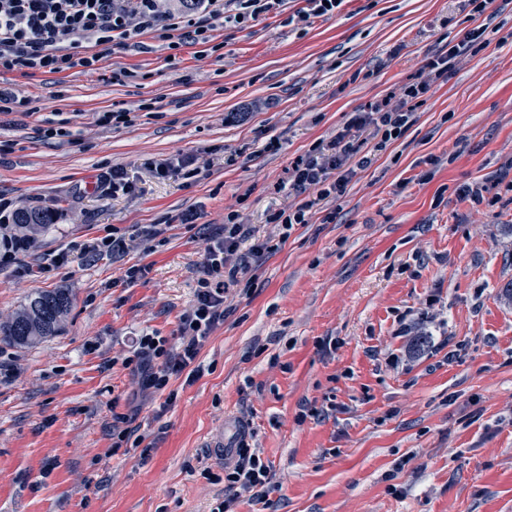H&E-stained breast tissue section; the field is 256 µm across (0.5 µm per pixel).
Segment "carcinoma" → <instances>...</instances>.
I'll list each match as a JSON object with an SVG mask.
<instances>
[{"mask_svg": "<svg viewBox=\"0 0 512 512\" xmlns=\"http://www.w3.org/2000/svg\"><path fill=\"white\" fill-rule=\"evenodd\" d=\"M16 223L26 227L39 226L47 224L48 218L36 211H21ZM71 308L72 298L67 290L56 288L39 291L9 320L0 322V341L24 347L54 336Z\"/></svg>", "mask_w": 512, "mask_h": 512, "instance_id": "obj_1", "label": "carcinoma"}]
</instances>
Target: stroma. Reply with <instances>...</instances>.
<instances>
[{"label": "stroma", "mask_w": 512, "mask_h": 512, "mask_svg": "<svg viewBox=\"0 0 512 512\" xmlns=\"http://www.w3.org/2000/svg\"><path fill=\"white\" fill-rule=\"evenodd\" d=\"M302 6L218 32L220 59L188 46L173 69L150 39L95 73L1 82L41 110L0 114V196L51 220L0 267V321L41 290L67 289L73 306L57 335L0 343L13 368L0 379V512H211L225 494L212 445L242 430L273 489L262 503L240 493L236 512H512V192L499 180L512 0H491L488 47L433 83L403 137L380 149L372 127L351 132L348 191L322 200L286 190L296 158L423 80L424 58L471 23L463 0H344L331 19L288 23ZM119 70L130 78L112 81ZM151 98L159 111H141ZM110 105L131 123L97 125ZM181 157L196 176H156ZM113 168L134 194L90 189ZM465 184L485 204L462 198ZM309 198V224L281 239L270 215ZM232 210L279 247L225 293L204 375L147 390L135 339L177 343ZM111 234L123 252L80 253ZM133 265L147 275L123 281ZM118 413L143 447L113 449Z\"/></svg>", "instance_id": "obj_1"}]
</instances>
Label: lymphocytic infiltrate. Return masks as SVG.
Instances as JSON below:
<instances>
[{"mask_svg": "<svg viewBox=\"0 0 512 512\" xmlns=\"http://www.w3.org/2000/svg\"><path fill=\"white\" fill-rule=\"evenodd\" d=\"M285 0H183L180 8L161 9L158 0H0V76L32 71L63 73L79 68L97 72L112 55L142 48L145 36L165 43L166 61L177 67L180 51L188 44L208 46L218 52V31L252 26L277 11ZM484 25L477 24L449 44L447 51L425 58L422 69L427 80L401 88L397 104L382 103L370 112L355 115L352 127H372L382 142L403 135L413 112L423 102L432 81L448 79L458 57L474 56L487 41ZM351 147L343 138L316 146L293 162L288 184L297 191L316 190L319 197H342L349 182L344 173ZM336 180H329L330 171ZM251 231L239 224L235 212L224 218L221 237L209 244L202 275L197 280L193 306L182 319L179 345L166 337L141 336L133 362L144 375L146 388L164 390L171 380L187 382L200 378L205 368L198 357L204 342L224 319V293L239 283L252 266L274 252L267 240H251ZM249 250H242L243 241ZM224 501L212 512H234L238 492L264 500L269 492L270 466L246 440H238L233 458L224 465Z\"/></svg>", "mask_w": 512, "mask_h": 512, "instance_id": "lymphocytic-infiltrate-1", "label": "lymphocytic infiltrate"}]
</instances>
